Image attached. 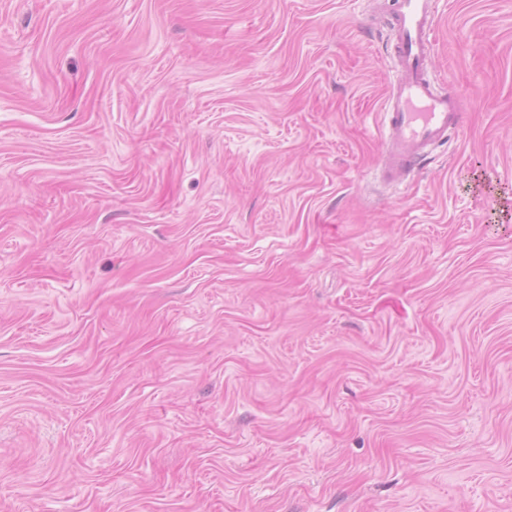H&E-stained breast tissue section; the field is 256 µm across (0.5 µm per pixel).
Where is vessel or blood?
Here are the masks:
<instances>
[{"mask_svg":"<svg viewBox=\"0 0 512 512\" xmlns=\"http://www.w3.org/2000/svg\"><path fill=\"white\" fill-rule=\"evenodd\" d=\"M391 30L399 79L385 112L381 166L387 180L399 182L457 130L461 105L458 96L438 92L429 76L433 0H398Z\"/></svg>","mask_w":512,"mask_h":512,"instance_id":"obj_1","label":"vessel or blood"}]
</instances>
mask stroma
I'll list each match as a JSON object with an SVG mask.
<instances>
[{"label": "stroma", "mask_w": 512, "mask_h": 512, "mask_svg": "<svg viewBox=\"0 0 512 512\" xmlns=\"http://www.w3.org/2000/svg\"><path fill=\"white\" fill-rule=\"evenodd\" d=\"M393 0H0V512H512V0L381 176Z\"/></svg>", "instance_id": "35a3bbf8"}]
</instances>
